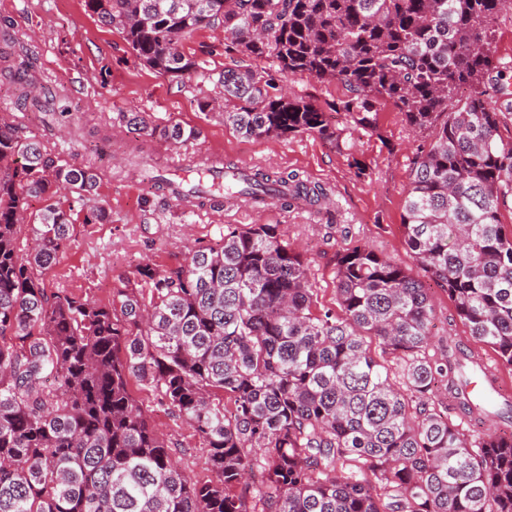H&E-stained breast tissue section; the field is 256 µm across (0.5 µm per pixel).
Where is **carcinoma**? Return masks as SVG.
I'll use <instances>...</instances> for the list:
<instances>
[{
	"mask_svg": "<svg viewBox=\"0 0 512 512\" xmlns=\"http://www.w3.org/2000/svg\"><path fill=\"white\" fill-rule=\"evenodd\" d=\"M512 0H85L122 31L135 57L172 79L200 71L183 42L220 26L228 49L271 68L226 69L224 125L251 140L316 134L341 148L379 134L389 102L423 135L401 215L413 274L367 243L336 260V310H316L307 260L276 224L227 226L218 248L185 266L136 269L146 299L120 288L100 303L48 292L45 276L73 237L59 202L104 224L94 164L75 166L0 119V512H512V433L471 439L448 410L485 422L512 401L467 391L481 357L430 353L427 281L448 293L469 336L512 368V140L499 137L512 90L493 77V27ZM340 82L319 105L276 94L275 74ZM17 101L39 112L61 96L25 61L9 71ZM470 94L456 99L460 89ZM457 100L456 110L448 102ZM342 112L338 127L332 113ZM126 126L174 145L200 130ZM144 176L185 197H273L321 212L326 190L300 174L240 171L215 184ZM34 248H17L28 199ZM149 386L207 448L212 478L173 458L131 380ZM233 403L229 410L224 400ZM260 483L256 506L236 493Z\"/></svg>",
	"mask_w": 512,
	"mask_h": 512,
	"instance_id": "cac0c4a2",
	"label": "carcinoma"
}]
</instances>
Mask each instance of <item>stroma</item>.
Instances as JSON below:
<instances>
[{
  "mask_svg": "<svg viewBox=\"0 0 512 512\" xmlns=\"http://www.w3.org/2000/svg\"><path fill=\"white\" fill-rule=\"evenodd\" d=\"M2 27L24 47L39 83L64 87L66 96L64 112L24 111L16 104L13 84L0 77V117L68 163L99 161V199L110 213L105 224H76L70 246L45 276L50 290L107 302L113 291L136 286L139 265L179 268L186 264L189 249L222 244L229 224L278 225L308 260L318 303L324 307L336 304V254L342 248L366 242L403 267L414 268L400 224L410 162L422 138L392 105L380 108L379 136L356 135L349 152L308 134L249 140L225 127L221 110L205 114L197 106L202 99H221L224 69L242 63L226 50L215 29H199L185 41V51L202 62L204 73L178 82L141 65L120 30L103 25L84 0H0ZM277 86L321 105L348 95L343 84L307 74L278 78ZM124 112L144 113L154 126H192L201 135L173 146L129 129L120 119ZM131 146L165 170L192 162H232L250 170L295 171L325 187L329 201L319 214L307 207L289 209L275 200L260 210L240 204L190 208L141 180L126 160ZM354 158L367 164L368 177L355 176L350 166ZM429 293L434 350L467 340L468 331L456 319L447 293L435 284ZM136 395L171 441L183 470L192 479L205 480L206 450L192 429L153 391L140 389Z\"/></svg>",
  "mask_w": 512,
  "mask_h": 512,
  "instance_id": "1",
  "label": "stroma"
}]
</instances>
